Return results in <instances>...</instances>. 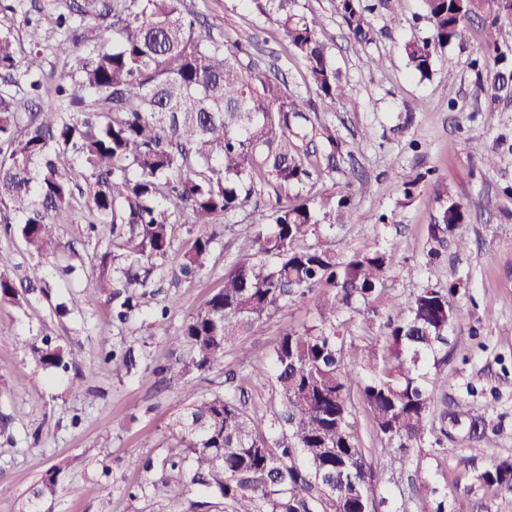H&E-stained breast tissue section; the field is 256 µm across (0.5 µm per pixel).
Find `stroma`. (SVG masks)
<instances>
[{
    "instance_id": "obj_1",
    "label": "stroma",
    "mask_w": 512,
    "mask_h": 512,
    "mask_svg": "<svg viewBox=\"0 0 512 512\" xmlns=\"http://www.w3.org/2000/svg\"><path fill=\"white\" fill-rule=\"evenodd\" d=\"M0 0V26L11 27L23 49L44 52L43 72L53 85L70 67L52 47L62 30L37 23L48 0L17 12ZM377 33L373 44L354 48L336 11V0H298V8L319 21V33L347 89L328 104L307 87L302 63L280 43L275 23L244 0H199L202 34L232 40L255 37L260 66L277 63L290 94L315 106L318 123L335 134L340 153L334 171L306 188V195L344 190L362 179L368 191L356 196L336 238L337 252L349 255L374 246H395L384 298L346 311L345 335L360 345L377 344L392 301H410L420 289L460 282L448 363L433 383L434 423L445 412L460 416L488 408L502 427L496 457L512 459V92L489 100L487 81L512 71V16L500 17L499 58L481 54L485 16L464 25L461 39L437 49L430 78L413 75L403 44L429 34L422 0H370ZM497 153L486 165L473 147ZM465 206L466 249L445 234H433L448 202ZM272 198L261 197L247 212L229 218L209 258V274L179 276V253L170 251L156 282L158 301L178 328L220 287L225 268L242 256L255 225L267 222ZM62 250L44 261L49 296L29 294L19 303H0V512H34L33 487L51 469L60 472L53 512H190L194 492L179 497L146 492L160 472L145 471V459L174 453L170 424L192 400L243 388L250 408L270 412L280 399L270 382L249 379L255 356L269 351L288 330L312 324L316 297L272 315L224 351L212 370L194 375L184 387L175 373L182 346L153 335L151 310L126 324L114 321L107 299L85 306L91 278L84 214L58 221ZM83 356L69 371L43 369L29 348L43 336ZM134 348L130 372L113 373L108 351ZM235 382H228V373ZM83 391H75V382ZM355 428L377 480L380 512H414L419 488L447 492L450 512H512V494L477 482L488 468L485 444L452 431L442 446L423 444L408 453L401 470L384 463L389 447L376 433L362 402H355Z\"/></svg>"
}]
</instances>
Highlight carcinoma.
<instances>
[{"mask_svg":"<svg viewBox=\"0 0 512 512\" xmlns=\"http://www.w3.org/2000/svg\"><path fill=\"white\" fill-rule=\"evenodd\" d=\"M278 26L281 40L300 58L308 85L334 104L346 96L317 20L296 0H248ZM54 23L64 30L60 55L75 60L71 82L46 88L41 53L25 52L9 28H0V224L38 257L61 248L57 219L88 211V230L110 226L105 251L93 250L86 302L105 296L121 323L155 300L150 291L159 266L190 235L180 255L186 279L205 274L224 219L275 193L272 222L258 226L247 253L224 272L221 288L170 331L166 309L153 335L175 336L186 347L184 375L204 373L224 359V349L271 314L323 286L315 324L285 332L256 358L250 377L274 385L282 409L263 421L236 392L192 401L173 419L179 451L158 467L177 475L179 491L215 493L231 512H378L375 477L354 427L352 387L376 432L397 449L386 467L403 465L405 453L432 433L428 370L446 364L455 309V285L424 288L396 303L380 337L361 346L340 335L342 312L367 303L387 288L392 247L336 252V222L353 193L302 195L323 167L336 166V140L315 158L316 128L303 102L288 94L278 75L254 70L249 41L202 36L198 13L187 0H52ZM432 25L428 38L410 40L403 54L423 79L432 72L436 47L461 37L463 21L488 9L484 53L498 51L497 18L512 15L501 0H423ZM354 46L373 41L372 7L337 0ZM112 19V46L89 36ZM30 106L23 109L21 101ZM464 206L451 202L435 230L466 247ZM316 242L306 243L310 236ZM39 266L18 285L0 272V301L18 288L41 287ZM82 349H64L45 338L30 346L45 368H67ZM452 426L497 447L500 429L486 412ZM59 471L33 491L46 504ZM487 487L512 493V461L493 460L476 476ZM416 512H448V494L418 497Z\"/></svg>","mask_w":512,"mask_h":512,"instance_id":"obj_1","label":"carcinoma"}]
</instances>
